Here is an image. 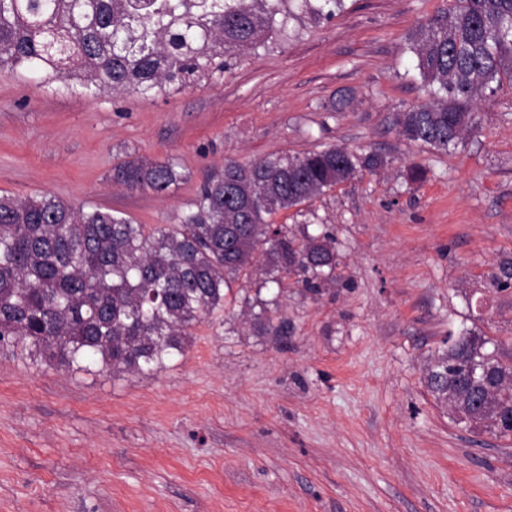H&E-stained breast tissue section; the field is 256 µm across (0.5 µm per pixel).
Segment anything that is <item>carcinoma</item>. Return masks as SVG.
Masks as SVG:
<instances>
[{
  "instance_id": "1",
  "label": "carcinoma",
  "mask_w": 512,
  "mask_h": 512,
  "mask_svg": "<svg viewBox=\"0 0 512 512\" xmlns=\"http://www.w3.org/2000/svg\"><path fill=\"white\" fill-rule=\"evenodd\" d=\"M344 0H0V69L44 74L87 91L156 97L222 72L288 18L336 15ZM431 101L399 113L409 142L446 153L473 101L512 83V0H453L408 36ZM384 165L328 146L215 170L170 224L75 205L54 195H0V344L21 343L70 371L158 370L185 352L189 329L226 308L233 285L297 277L318 296L336 280L328 232L298 237L273 215ZM178 165L128 160L114 180L166 192ZM280 336L269 302L251 313ZM424 380L457 424L512 435V355L494 336H457Z\"/></svg>"
}]
</instances>
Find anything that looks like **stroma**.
Instances as JSON below:
<instances>
[{"instance_id":"obj_1","label":"stroma","mask_w":512,"mask_h":512,"mask_svg":"<svg viewBox=\"0 0 512 512\" xmlns=\"http://www.w3.org/2000/svg\"><path fill=\"white\" fill-rule=\"evenodd\" d=\"M448 3L344 0L155 98L0 69V195L168 224L228 159L339 145L385 160L274 218L334 237L319 297L292 277L234 287L150 373L0 348V512H512V438L454 423L423 382L448 335L512 352V288L491 284L512 260V85L474 103L448 152L397 125L426 99L406 38ZM130 158L184 178L127 188L112 170ZM275 296L285 337L242 323Z\"/></svg>"}]
</instances>
